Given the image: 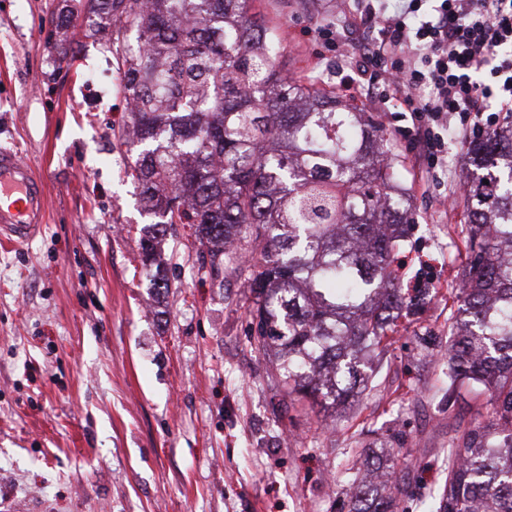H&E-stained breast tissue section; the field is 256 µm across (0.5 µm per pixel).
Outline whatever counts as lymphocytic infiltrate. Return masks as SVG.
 Returning a JSON list of instances; mask_svg holds the SVG:
<instances>
[{
	"label": "lymphocytic infiltrate",
	"instance_id": "lymphocytic-infiltrate-1",
	"mask_svg": "<svg viewBox=\"0 0 512 512\" xmlns=\"http://www.w3.org/2000/svg\"><path fill=\"white\" fill-rule=\"evenodd\" d=\"M354 36L322 27L327 68L356 96L382 95L410 113L406 134L428 167L445 153L441 128L471 113H512V0H352Z\"/></svg>",
	"mask_w": 512,
	"mask_h": 512
}]
</instances>
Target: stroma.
<instances>
[{
  "label": "stroma",
  "mask_w": 512,
  "mask_h": 512,
  "mask_svg": "<svg viewBox=\"0 0 512 512\" xmlns=\"http://www.w3.org/2000/svg\"><path fill=\"white\" fill-rule=\"evenodd\" d=\"M63 0H0V150L46 186L47 222L0 247V504L23 512H336L338 487L364 445L390 448L407 482L445 479L436 459L449 428L479 419L462 393L442 400L446 368L424 362L416 335L447 345L437 296L389 348L372 392L327 427L284 399L251 339L248 290L211 272L189 224L168 225L156 290L140 239L155 218L130 175L135 152L118 60L134 31L59 33ZM284 37L280 66L321 75L333 52L317 24L336 0H252ZM74 50L76 62L63 61ZM380 123L416 213L400 274L408 288L447 289L461 260L468 207L461 183L469 130L443 134L445 167L427 172L401 136L405 112Z\"/></svg>",
  "instance_id": "1"
}]
</instances>
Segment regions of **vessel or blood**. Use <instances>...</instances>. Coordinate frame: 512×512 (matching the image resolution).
<instances>
[{
  "mask_svg": "<svg viewBox=\"0 0 512 512\" xmlns=\"http://www.w3.org/2000/svg\"><path fill=\"white\" fill-rule=\"evenodd\" d=\"M43 182L13 153L0 151V244L33 238L45 222Z\"/></svg>",
  "mask_w": 512,
  "mask_h": 512,
  "instance_id": "b4317fda",
  "label": "vessel or blood"
}]
</instances>
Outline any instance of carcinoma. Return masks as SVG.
I'll use <instances>...</instances> for the list:
<instances>
[{
	"label": "carcinoma",
	"mask_w": 512,
	"mask_h": 512,
	"mask_svg": "<svg viewBox=\"0 0 512 512\" xmlns=\"http://www.w3.org/2000/svg\"><path fill=\"white\" fill-rule=\"evenodd\" d=\"M56 27L93 36L137 32L122 59L137 156L131 176L158 221L193 224L211 270L250 291L254 336L285 394L332 419L369 389L373 360L429 289L402 288L398 256L414 223L391 151L372 115L333 87L290 77L279 32L246 0H77ZM467 153L484 170L468 186L472 259L448 289V346L426 357L448 368V405L466 386L481 420L438 450L443 488L392 482L385 450L359 454L339 512H512V134L487 131Z\"/></svg>",
	"instance_id": "cac0c4a2"
}]
</instances>
